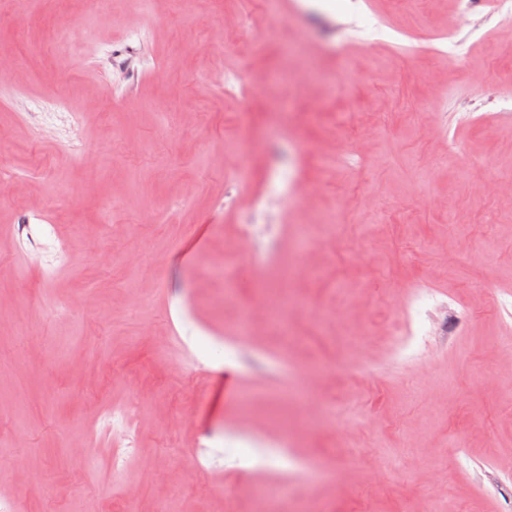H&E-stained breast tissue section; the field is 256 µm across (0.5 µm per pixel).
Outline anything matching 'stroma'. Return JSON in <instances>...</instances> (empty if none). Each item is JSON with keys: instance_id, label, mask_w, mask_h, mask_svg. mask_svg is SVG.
<instances>
[{"instance_id": "1", "label": "stroma", "mask_w": 512, "mask_h": 512, "mask_svg": "<svg viewBox=\"0 0 512 512\" xmlns=\"http://www.w3.org/2000/svg\"><path fill=\"white\" fill-rule=\"evenodd\" d=\"M78 8L0 0V505L257 512L279 480L292 512H512V193L476 191L512 176V21L475 6L452 64L453 0H101L61 32ZM51 97L82 121L40 123ZM272 181L259 219L304 260L273 321L238 247ZM410 288L431 298L397 359L375 324ZM241 419L281 423L306 473L197 438Z\"/></svg>"}]
</instances>
